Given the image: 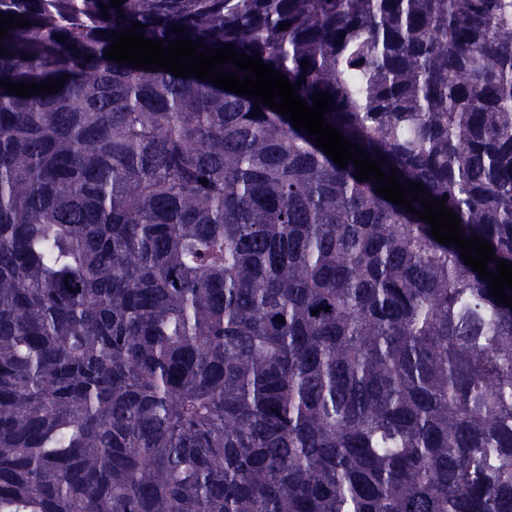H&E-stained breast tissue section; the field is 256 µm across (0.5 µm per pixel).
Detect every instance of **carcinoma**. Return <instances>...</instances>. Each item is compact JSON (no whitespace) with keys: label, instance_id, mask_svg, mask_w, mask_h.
Listing matches in <instances>:
<instances>
[{"label":"carcinoma","instance_id":"carcinoma-1","mask_svg":"<svg viewBox=\"0 0 512 512\" xmlns=\"http://www.w3.org/2000/svg\"><path fill=\"white\" fill-rule=\"evenodd\" d=\"M110 2L0 0V79L69 76L0 86V512H512V309L459 247L263 103L104 57L135 22L260 54L512 263V0Z\"/></svg>","mask_w":512,"mask_h":512}]
</instances>
